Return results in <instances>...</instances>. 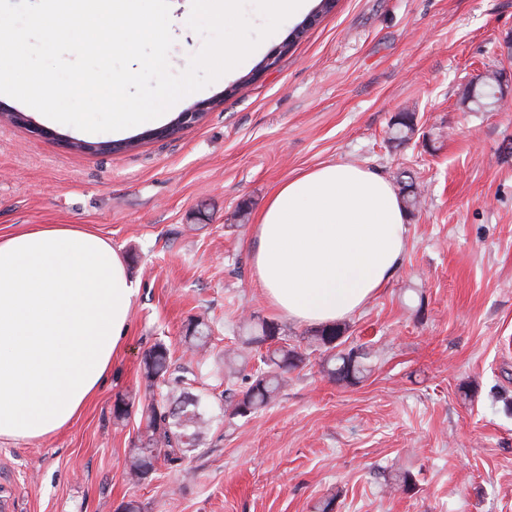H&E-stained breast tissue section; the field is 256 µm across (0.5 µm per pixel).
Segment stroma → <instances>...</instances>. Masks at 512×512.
I'll use <instances>...</instances> for the list:
<instances>
[{"label":"stroma","mask_w":512,"mask_h":512,"mask_svg":"<svg viewBox=\"0 0 512 512\" xmlns=\"http://www.w3.org/2000/svg\"><path fill=\"white\" fill-rule=\"evenodd\" d=\"M287 19L235 72L181 100L211 107L166 138L149 125L88 133L0 121V233L76 224L111 240L138 289L126 338L101 390L57 433L0 440L5 512H512V0H338L300 38ZM275 66L256 73L267 55ZM496 74L504 109L465 96ZM414 117L392 141L401 113ZM134 141L113 153L63 139ZM352 162L392 185L412 178L407 246L388 285L346 320L347 343L376 356L356 385L311 354L268 407L214 423L177 463L141 483L130 448L153 394L142 359L165 342L172 370L219 412L213 361L190 366L189 318L212 326L215 356L236 347L244 319L277 323L305 348L310 325L266 300L251 264L253 228L271 193L324 163ZM134 405L115 420L118 397ZM415 485L387 491L392 469Z\"/></svg>","instance_id":"1"}]
</instances>
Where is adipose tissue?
<instances>
[{
  "mask_svg": "<svg viewBox=\"0 0 512 512\" xmlns=\"http://www.w3.org/2000/svg\"><path fill=\"white\" fill-rule=\"evenodd\" d=\"M252 266L289 320L341 322L391 280L405 211L391 182L326 163L283 182L254 226ZM137 290L111 242L72 224L0 234V440L65 428L104 384Z\"/></svg>",
  "mask_w": 512,
  "mask_h": 512,
  "instance_id": "adipose-tissue-1",
  "label": "adipose tissue"
}]
</instances>
